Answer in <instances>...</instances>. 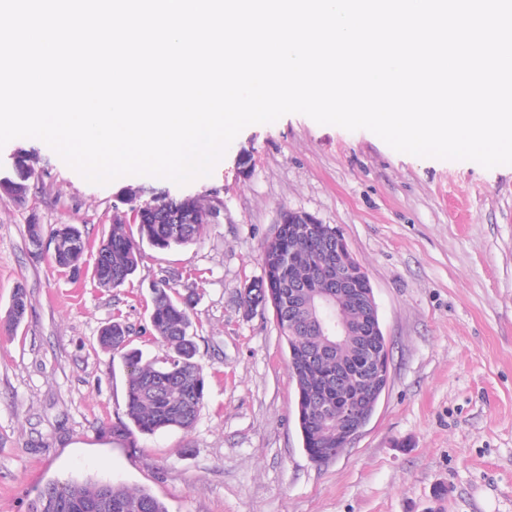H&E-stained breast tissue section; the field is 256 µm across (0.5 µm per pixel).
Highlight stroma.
I'll list each match as a JSON object with an SVG mask.
<instances>
[{
	"label": "stroma",
	"instance_id": "obj_1",
	"mask_svg": "<svg viewBox=\"0 0 512 512\" xmlns=\"http://www.w3.org/2000/svg\"><path fill=\"white\" fill-rule=\"evenodd\" d=\"M21 152L28 195L0 197V512H29L47 483L68 479L144 489L169 512H512V166L412 156L297 113L245 127L184 186L93 184L30 138L0 148V172ZM164 193L200 199L207 229L185 247L142 246L121 287L97 285L92 255L74 273L29 241L31 224H75L93 244L117 221L137 232L138 209ZM287 209L341 230L389 343L372 417L319 466L273 315L239 300ZM167 279L191 300L205 399L191 429L117 436L128 377L97 336L118 317L131 347L163 357L150 313ZM19 286L28 309L11 329Z\"/></svg>",
	"mask_w": 512,
	"mask_h": 512
}]
</instances>
